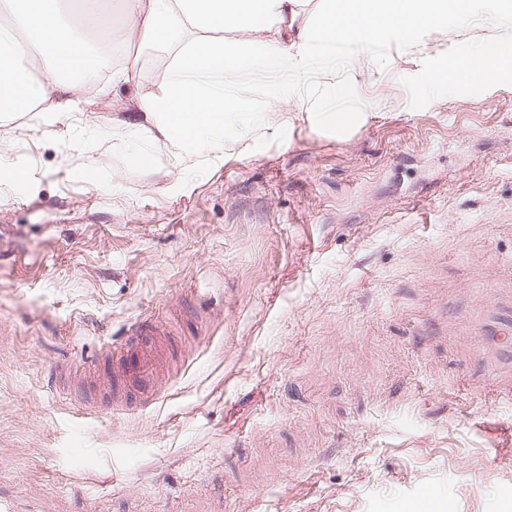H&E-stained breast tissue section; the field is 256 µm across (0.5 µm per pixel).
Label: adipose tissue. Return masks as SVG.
Instances as JSON below:
<instances>
[{
	"instance_id": "ef3b65f1",
	"label": "adipose tissue",
	"mask_w": 512,
	"mask_h": 512,
	"mask_svg": "<svg viewBox=\"0 0 512 512\" xmlns=\"http://www.w3.org/2000/svg\"><path fill=\"white\" fill-rule=\"evenodd\" d=\"M308 0H126L127 37L152 45L172 41L183 26L192 25L200 39L178 64L168 94L141 99L139 110L156 119L162 135L192 150L207 137H218L240 104L224 95L225 76L242 70L277 71L295 79L313 67L332 66L345 49L368 51L378 41L417 43L429 30L451 27L460 52L429 71L426 81L438 86L461 77L493 80L497 70L512 66V10H493L483 23L475 17L485 0H326L316 15ZM0 119L46 104L49 121L67 117L73 108L70 83L74 75H93L110 63L112 46L89 48L85 32L66 18L62 0H0ZM264 19L277 39L254 38V23ZM251 36V47L234 51L214 32ZM494 45L493 69H480L483 49ZM48 65L66 97L49 100L45 83L33 69Z\"/></svg>"
}]
</instances>
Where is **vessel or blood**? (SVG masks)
Returning a JSON list of instances; mask_svg holds the SVG:
<instances>
[{"label":"vessel or blood","mask_w":512,"mask_h":512,"mask_svg":"<svg viewBox=\"0 0 512 512\" xmlns=\"http://www.w3.org/2000/svg\"><path fill=\"white\" fill-rule=\"evenodd\" d=\"M160 326H139L129 335L112 357L117 397L139 400L137 388L155 377L160 368L162 350L158 344Z\"/></svg>","instance_id":"vessel-or-blood-1"}]
</instances>
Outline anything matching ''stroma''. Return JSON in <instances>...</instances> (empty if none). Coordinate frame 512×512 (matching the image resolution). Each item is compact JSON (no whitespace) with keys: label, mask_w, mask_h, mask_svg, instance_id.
I'll return each mask as SVG.
<instances>
[{"label":"stroma","mask_w":512,"mask_h":512,"mask_svg":"<svg viewBox=\"0 0 512 512\" xmlns=\"http://www.w3.org/2000/svg\"><path fill=\"white\" fill-rule=\"evenodd\" d=\"M96 36L68 118L0 120V496L28 512H512V69L432 87L444 29L371 65L225 77L192 151L138 117L198 38ZM286 83L268 121L265 88ZM331 111L365 112L345 136ZM147 154V167L132 166ZM173 347L112 397L137 322Z\"/></svg>","instance_id":"1"}]
</instances>
